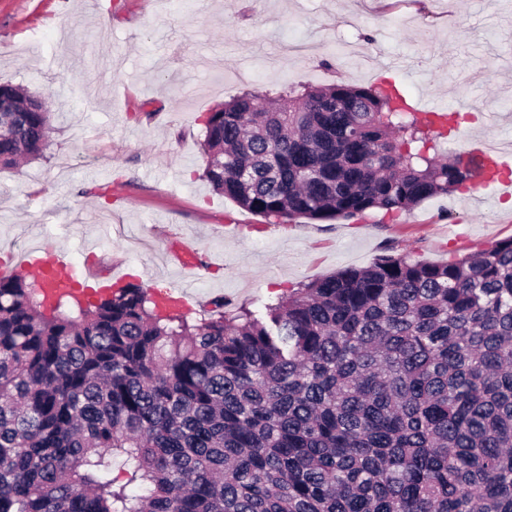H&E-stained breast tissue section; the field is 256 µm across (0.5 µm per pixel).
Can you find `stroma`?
I'll list each match as a JSON object with an SVG mask.
<instances>
[{
  "label": "stroma",
  "mask_w": 512,
  "mask_h": 512,
  "mask_svg": "<svg viewBox=\"0 0 512 512\" xmlns=\"http://www.w3.org/2000/svg\"><path fill=\"white\" fill-rule=\"evenodd\" d=\"M393 79L470 115L452 153L512 140V0H0V83L48 96L42 157L0 170V273L37 245L148 291L253 311L388 254L445 263L512 237V192L475 187L391 222L272 223L202 179V113L245 89ZM205 261L187 275L165 252Z\"/></svg>",
  "instance_id": "obj_1"
}]
</instances>
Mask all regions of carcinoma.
<instances>
[{"label": "carcinoma", "mask_w": 512, "mask_h": 512, "mask_svg": "<svg viewBox=\"0 0 512 512\" xmlns=\"http://www.w3.org/2000/svg\"><path fill=\"white\" fill-rule=\"evenodd\" d=\"M0 88L28 104L0 112L1 169L52 112ZM456 118L392 83L247 90L203 115L202 178L268 220H397L498 175L440 159ZM45 299L0 277V512H512V238L383 255L262 316L169 315L132 283Z\"/></svg>", "instance_id": "cac0c4a2"}]
</instances>
